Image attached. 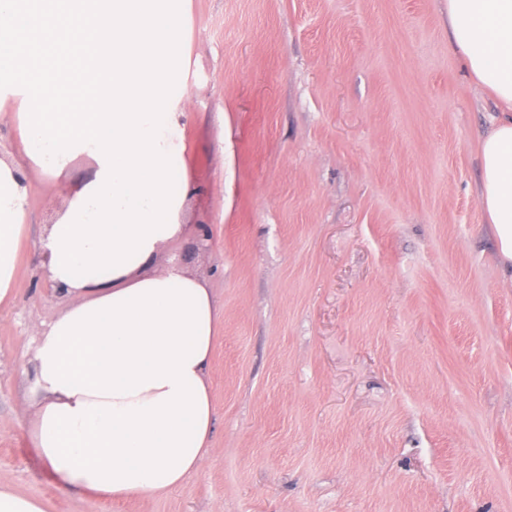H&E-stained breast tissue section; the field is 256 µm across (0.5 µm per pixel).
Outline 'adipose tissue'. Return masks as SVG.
<instances>
[{
	"instance_id": "1",
	"label": "adipose tissue",
	"mask_w": 512,
	"mask_h": 512,
	"mask_svg": "<svg viewBox=\"0 0 512 512\" xmlns=\"http://www.w3.org/2000/svg\"><path fill=\"white\" fill-rule=\"evenodd\" d=\"M453 42L505 111L479 140V199L512 268V0H447ZM189 0H0V112L21 156L0 157V302L38 171L65 206L51 225L47 279L67 306L37 338L42 394L29 444L67 491L149 501L181 486L209 452L208 369L217 311L205 280L154 269L187 231L182 160ZM91 160L83 178L72 162Z\"/></svg>"
}]
</instances>
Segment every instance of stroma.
Masks as SVG:
<instances>
[{
    "instance_id": "1",
    "label": "stroma",
    "mask_w": 512,
    "mask_h": 512,
    "mask_svg": "<svg viewBox=\"0 0 512 512\" xmlns=\"http://www.w3.org/2000/svg\"><path fill=\"white\" fill-rule=\"evenodd\" d=\"M167 246L218 309L215 428L152 501L61 489L26 436L34 338L68 303L38 253L64 198L28 175L0 304V487L45 512H512V279L479 201L500 108L446 0H190Z\"/></svg>"
}]
</instances>
